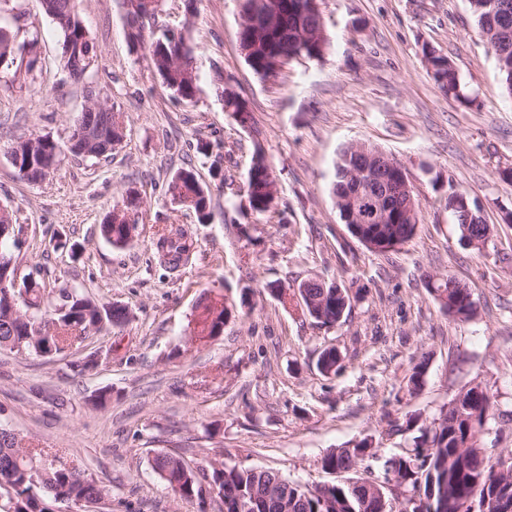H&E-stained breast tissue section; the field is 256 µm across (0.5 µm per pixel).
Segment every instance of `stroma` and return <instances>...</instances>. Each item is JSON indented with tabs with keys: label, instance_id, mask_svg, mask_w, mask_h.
Segmentation results:
<instances>
[{
	"label": "stroma",
	"instance_id": "1",
	"mask_svg": "<svg viewBox=\"0 0 512 512\" xmlns=\"http://www.w3.org/2000/svg\"><path fill=\"white\" fill-rule=\"evenodd\" d=\"M240 4L197 0L190 16L185 0H164L161 24L189 27L198 46V90L186 101L129 43L122 0H78L98 50L91 77L124 113V139L110 157L69 154L58 171L29 183L16 175L10 144L46 135L65 143L85 98L59 64L61 33L36 0H21L42 69L29 86L0 85V205L18 230L17 273L39 281L46 298L76 288L131 319L59 355L0 350V427L108 485L111 498L92 512H220L217 498L175 494L151 468L159 451L192 465L271 468L312 487L336 479L321 464L328 451L367 438L377 455L359 474L383 479L387 457L414 437L390 431V421L415 415L430 424L476 383L495 405L486 447L512 451V182L500 176L512 167V96L468 0H320L330 54L293 60L266 79L239 48ZM426 43L452 61L469 103L438 90L423 62ZM216 67L247 100L259 142L225 112L211 82ZM219 140L234 144L232 156L219 155ZM353 143L395 158L418 199L415 234L394 251L367 250L336 208L335 162ZM258 145L278 206L240 214L233 205ZM182 168L210 198L207 221L166 192ZM131 188L143 222L116 247L99 226ZM452 191L493 225L483 249L460 241ZM159 224L194 236L187 269L155 263ZM433 274L468 286L472 319L440 308L427 290ZM310 278L355 292L345 321L321 326L285 311L268 291ZM205 291L235 315L222 335L197 345L190 331ZM330 347L343 363L324 374L317 361ZM92 353L97 364L84 369ZM424 354L425 382L412 395L408 377ZM104 392L109 399L97 406Z\"/></svg>",
	"mask_w": 512,
	"mask_h": 512
}]
</instances>
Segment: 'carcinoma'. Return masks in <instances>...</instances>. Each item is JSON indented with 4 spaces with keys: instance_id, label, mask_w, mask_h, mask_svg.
<instances>
[{
    "instance_id": "cac0c4a2",
    "label": "carcinoma",
    "mask_w": 512,
    "mask_h": 512,
    "mask_svg": "<svg viewBox=\"0 0 512 512\" xmlns=\"http://www.w3.org/2000/svg\"><path fill=\"white\" fill-rule=\"evenodd\" d=\"M154 2L156 6L146 19L127 22L129 41L138 46L144 43L145 37H150V68L162 78L173 95L190 101L195 97L199 80L195 66L196 47L188 37L174 41L169 38L170 30L156 31L161 0ZM306 2L308 0H282L279 27L273 34L253 29L242 33V45L249 50L246 62L255 74L266 76L277 48L290 57L300 50L310 59L324 58L330 47L329 37H323L319 45L302 37V33L319 25L317 14L302 12V4ZM469 6L481 35L492 46L501 84L512 95V42L498 39L494 33L499 26L512 27V10L491 17L489 9L485 8V0H469ZM39 9L46 17H55L53 23L63 35L60 66L64 71L80 65L85 67L97 57L95 42L82 24L75 9V0H43ZM23 17L25 14L22 12L13 14L9 9L0 8V83L6 85L22 84L33 78L38 64L36 56L26 61L17 57L18 37L27 33L26 25L19 23ZM422 52L430 61V74L438 89L463 103L470 102L448 56L431 45L423 46ZM212 81L215 92L222 95L224 110L232 113L242 129L256 131L248 102L228 87L224 74L214 71ZM355 163L350 147H345L336 160L334 197L343 198L351 192L348 173ZM266 171L265 154L257 142L246 177V203L253 212L272 211L264 192ZM180 187L196 195L187 207L200 218H206L208 195L202 194L203 187L192 171L183 169L176 172L168 182L167 193L172 196ZM470 208V215L460 210L453 212L460 238L488 239L493 231L492 225L477 223L481 219L479 209L474 204ZM387 229L402 245L413 237L416 225L402 221L387 225ZM153 245L159 264L175 271L189 264L196 241L184 227L165 224L155 231ZM428 290L448 315L460 321L473 316L471 293L454 276L436 280ZM7 291L12 293L14 288H0V348L18 353L61 354L73 345L78 335L91 330L100 332L129 320L126 309L118 306L101 308L91 297L76 289L63 290L52 304V309L31 313L23 311V308L41 305L40 289H25L29 298L19 296L13 305L6 299ZM271 293L283 307L296 308L302 316L324 326L340 322L351 311L352 298L349 288L343 284L309 279L291 295L284 294L275 285L271 286ZM213 306V299L202 294L193 319V330L197 335L212 339L215 329L226 324L223 310L218 318H211ZM27 314L45 322L56 321L52 332L45 336L26 334V324L19 319ZM341 360V353L331 347L321 353L317 366L328 374L339 367ZM427 365L426 356L416 359L408 378L409 393L421 390ZM493 419V403L484 387L475 384L458 394L448 409L441 410L431 426L419 428L420 435L414 437L413 447L392 455L386 461V472L397 477L392 486L386 479L371 480L352 475L359 463L372 455L366 439L350 448H335L326 453L322 467L343 475V478L317 492L273 470L235 464H225L220 468L216 461L205 469H198L164 451L155 453L151 467L175 493L184 498H200L206 490L215 494L224 505V512H378L379 499L389 503L395 499L397 490L406 493L400 512H432L443 483L448 486L450 496L447 512H471L472 506L479 507L487 499H496L506 492L512 494V474H496L492 456L482 444ZM3 467L9 469L8 484L13 489V495L7 496L6 503L0 505L3 512H52V504L57 502L99 501L111 496L107 486L88 478L84 471L57 465L48 460L44 449L23 446L16 435L6 436L0 429V468Z\"/></svg>"
}]
</instances>
